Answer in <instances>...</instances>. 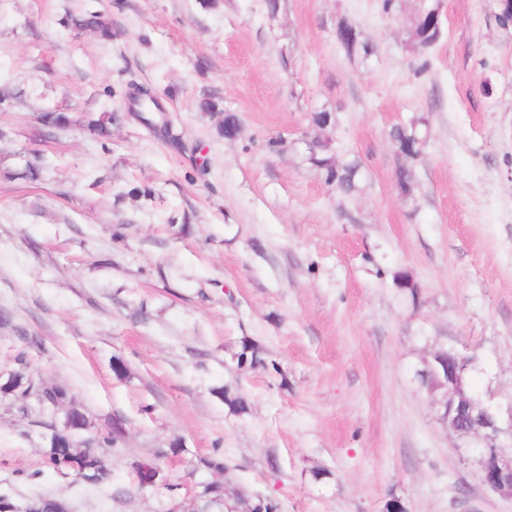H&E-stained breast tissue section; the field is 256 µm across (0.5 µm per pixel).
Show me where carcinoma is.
<instances>
[{
    "label": "carcinoma",
    "instance_id": "1",
    "mask_svg": "<svg viewBox=\"0 0 512 512\" xmlns=\"http://www.w3.org/2000/svg\"><path fill=\"white\" fill-rule=\"evenodd\" d=\"M489 7L497 25L505 31L512 30V7L501 4V0H490ZM436 14L437 9L425 8L417 16L414 37L424 45L430 46L440 40V37L436 35V30L432 29ZM342 30L350 31L349 38L338 39V43L347 53L361 52L365 56L369 54V43L364 40L360 29L349 22H344L337 28L339 32ZM112 120V113L102 112L88 119L87 129L99 137H107L110 134ZM393 138L397 150L402 156L413 158L419 154L421 137L416 132L409 133L398 128L394 132ZM307 157L311 165L322 172L325 182L334 186L337 191L348 195L356 190V178L359 174L360 164L355 160H342L335 155L331 138H315V147L308 151ZM394 283L407 297L414 301L418 299L419 289L407 273H397L394 276ZM236 359L241 368L265 363L260 347L248 339L241 341ZM15 362L17 368L14 369V384L7 397L25 399L33 396L46 408L63 407L69 411L68 424L74 427L86 426V414L70 404V395L66 387L57 385L47 388L37 384L27 372V352L25 351H21L15 356ZM213 392L224 400V404L232 413L243 415L249 412V402L243 394L228 387H217L213 389ZM66 425L49 424L54 439L43 448L42 468L56 474L70 475L76 482L91 485L109 482L112 470L104 463L102 454L98 452L89 455L86 453V448L90 446L98 449L108 447L114 443L112 436L106 433L78 441L76 440L77 431L66 430Z\"/></svg>",
    "mask_w": 512,
    "mask_h": 512
}]
</instances>
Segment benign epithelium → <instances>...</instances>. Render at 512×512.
I'll return each instance as SVG.
<instances>
[{"instance_id": "7a95c632", "label": "benign epithelium", "mask_w": 512, "mask_h": 512, "mask_svg": "<svg viewBox=\"0 0 512 512\" xmlns=\"http://www.w3.org/2000/svg\"><path fill=\"white\" fill-rule=\"evenodd\" d=\"M443 353L448 357L442 365L448 375L444 412L448 428L461 436L482 431L494 439H509L481 451L480 478L491 491L512 499V404L503 409L467 391L465 375L469 360L446 349Z\"/></svg>"}]
</instances>
